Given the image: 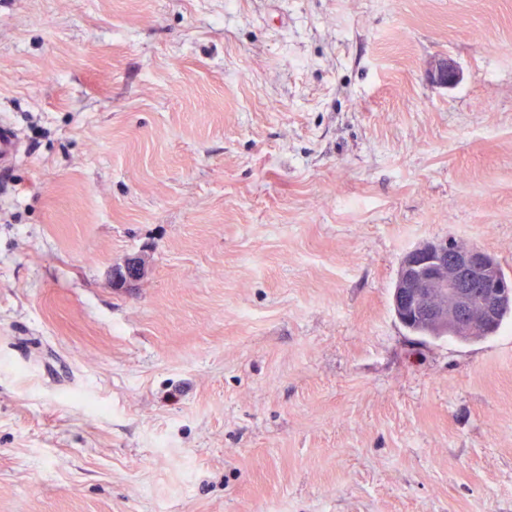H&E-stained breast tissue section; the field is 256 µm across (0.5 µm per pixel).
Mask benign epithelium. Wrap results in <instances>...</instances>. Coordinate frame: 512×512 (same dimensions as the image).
Wrapping results in <instances>:
<instances>
[{"mask_svg": "<svg viewBox=\"0 0 512 512\" xmlns=\"http://www.w3.org/2000/svg\"><path fill=\"white\" fill-rule=\"evenodd\" d=\"M427 78L453 86L460 72L447 58L430 62ZM149 270L144 255H134L112 271V285L128 287ZM392 301L405 323H423L436 331L453 326L467 334L494 321L512 305V283L502 281L496 259L477 246H456L448 238L426 239L400 260Z\"/></svg>", "mask_w": 512, "mask_h": 512, "instance_id": "obj_1", "label": "benign epithelium"}]
</instances>
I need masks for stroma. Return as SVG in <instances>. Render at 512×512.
<instances>
[{
	"mask_svg": "<svg viewBox=\"0 0 512 512\" xmlns=\"http://www.w3.org/2000/svg\"><path fill=\"white\" fill-rule=\"evenodd\" d=\"M0 122V512H512V321L391 301L512 276V0H0ZM427 78L438 85L453 86L460 80V72L448 58H438L430 62L425 70ZM19 151V139L7 125H0V170L10 167ZM502 278L508 277L499 263ZM496 259L477 246H456L448 238L423 240L400 260L392 301L404 323L439 331L453 326L467 334L494 321L512 305L511 282L499 278ZM512 280V279H511ZM512 309L469 342L494 335ZM149 270V260L144 255H134L126 259L124 264L112 271V285L128 287L132 282L143 278Z\"/></svg>",
	"mask_w": 512,
	"mask_h": 512,
	"instance_id": "stroma-1",
	"label": "stroma"
}]
</instances>
